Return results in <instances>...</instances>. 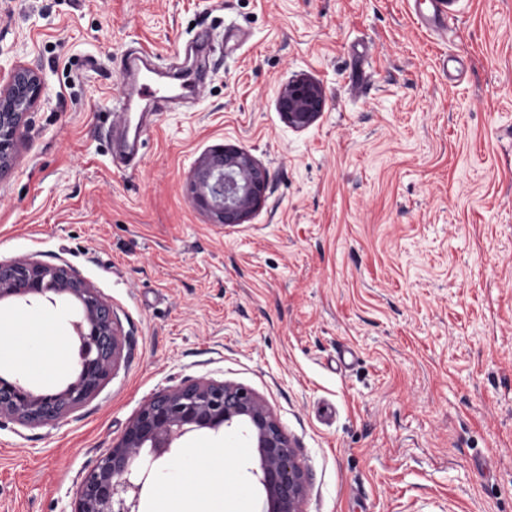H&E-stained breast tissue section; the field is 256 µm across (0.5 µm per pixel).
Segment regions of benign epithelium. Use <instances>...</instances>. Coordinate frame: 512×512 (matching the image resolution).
<instances>
[{"label": "benign epithelium", "mask_w": 512, "mask_h": 512, "mask_svg": "<svg viewBox=\"0 0 512 512\" xmlns=\"http://www.w3.org/2000/svg\"><path fill=\"white\" fill-rule=\"evenodd\" d=\"M43 90L40 74L16 65L0 73V172L11 165L16 135ZM278 109L289 127L312 125L325 107L322 85L310 78L288 81ZM268 170L249 152L227 145L201 156L189 191L193 204L215 224H244L266 197ZM40 296L55 306L68 297L78 304L68 320L77 358L75 375L60 387L36 390L0 375V423L52 424L94 398L126 361L128 340L112 304L66 264L23 259L0 263V301ZM200 432L236 434L255 449L250 469L262 487L266 512H303L309 481L294 445L267 403L245 386L189 380L153 394L82 479L71 512H143L142 499L161 460Z\"/></svg>", "instance_id": "benign-epithelium-1"}]
</instances>
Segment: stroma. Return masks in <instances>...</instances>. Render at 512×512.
Wrapping results in <instances>:
<instances>
[{
  "mask_svg": "<svg viewBox=\"0 0 512 512\" xmlns=\"http://www.w3.org/2000/svg\"><path fill=\"white\" fill-rule=\"evenodd\" d=\"M434 5L446 31L415 18ZM204 35L205 85L147 118L137 167L114 162L124 53L180 73ZM17 64L44 87L0 175V262L68 265L129 345L59 423H0V512H71L141 405L188 379L268 403L304 512H512V0H0V68ZM301 76L326 107L294 130L277 99ZM219 144L270 174L243 224L189 196ZM69 309L13 299L0 317L66 333ZM183 446L144 512L207 448L229 505L264 512L244 439Z\"/></svg>",
  "mask_w": 512,
  "mask_h": 512,
  "instance_id": "35a3bbf8",
  "label": "stroma"
}]
</instances>
